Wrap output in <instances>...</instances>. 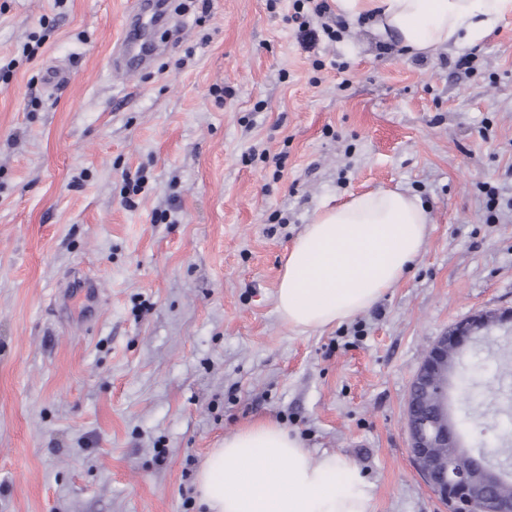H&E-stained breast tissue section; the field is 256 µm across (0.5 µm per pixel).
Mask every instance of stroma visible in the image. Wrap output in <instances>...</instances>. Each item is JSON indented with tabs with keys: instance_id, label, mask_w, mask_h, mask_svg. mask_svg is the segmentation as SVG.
Returning <instances> with one entry per match:
<instances>
[{
	"instance_id": "1",
	"label": "stroma",
	"mask_w": 512,
	"mask_h": 512,
	"mask_svg": "<svg viewBox=\"0 0 512 512\" xmlns=\"http://www.w3.org/2000/svg\"><path fill=\"white\" fill-rule=\"evenodd\" d=\"M133 2L0 0V512H204V459L260 418L349 458L371 512H448L404 405L438 336L512 311V17L465 72L360 21L303 51L291 0H184L187 37L121 78ZM380 187L430 213L413 269L289 328L294 240Z\"/></svg>"
}]
</instances>
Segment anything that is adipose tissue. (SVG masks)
Returning a JSON list of instances; mask_svg holds the SVG:
<instances>
[{
	"label": "adipose tissue",
	"mask_w": 512,
	"mask_h": 512,
	"mask_svg": "<svg viewBox=\"0 0 512 512\" xmlns=\"http://www.w3.org/2000/svg\"><path fill=\"white\" fill-rule=\"evenodd\" d=\"M337 16L371 23L408 54L477 44L512 0H332ZM430 222L420 201L379 188L323 206L292 244L276 293L289 326L322 329L372 308L420 255ZM208 512H370L367 483L348 458L313 459L298 437L264 419L225 435L197 476Z\"/></svg>",
	"instance_id": "ef3b65f1"
}]
</instances>
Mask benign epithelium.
Returning a JSON list of instances; mask_svg holds the SVG:
<instances>
[{
    "label": "benign epithelium",
    "instance_id": "benign-epithelium-1",
    "mask_svg": "<svg viewBox=\"0 0 512 512\" xmlns=\"http://www.w3.org/2000/svg\"><path fill=\"white\" fill-rule=\"evenodd\" d=\"M511 311L476 313L455 324L430 346L411 380L405 405L409 455L448 512H512L499 493L504 471L494 451L465 446L448 392L459 365L451 356L478 344L485 333L508 330Z\"/></svg>",
    "mask_w": 512,
    "mask_h": 512
}]
</instances>
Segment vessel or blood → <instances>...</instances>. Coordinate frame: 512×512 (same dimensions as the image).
Returning a JSON list of instances; mask_svg holds the SVG:
<instances>
[{
    "label": "vessel or blood",
    "instance_id": "obj_1",
    "mask_svg": "<svg viewBox=\"0 0 512 512\" xmlns=\"http://www.w3.org/2000/svg\"><path fill=\"white\" fill-rule=\"evenodd\" d=\"M163 21L169 24L172 39H183L185 23L171 11L167 0H138L126 18L127 29L114 50V71L128 74L151 64L159 50L148 40L147 33Z\"/></svg>",
    "mask_w": 512,
    "mask_h": 512
}]
</instances>
